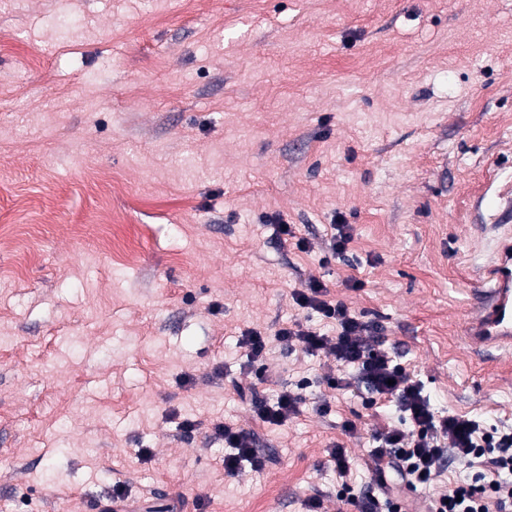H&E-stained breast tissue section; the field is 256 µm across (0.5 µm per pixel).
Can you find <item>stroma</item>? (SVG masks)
Here are the masks:
<instances>
[{"label":"stroma","instance_id":"35a3bbf8","mask_svg":"<svg viewBox=\"0 0 512 512\" xmlns=\"http://www.w3.org/2000/svg\"><path fill=\"white\" fill-rule=\"evenodd\" d=\"M501 224L512 0H0V512H100L117 490L156 512H361L336 491L366 489L393 406L328 389L297 344L257 386H303L288 424L233 387L241 332L312 323L291 293L313 278L436 408L512 427V351L464 337ZM217 421L253 431L263 470L225 475ZM334 232L330 236L329 251L331 256L339 257L344 254L352 241V229L348 224L332 225Z\"/></svg>","mask_w":512,"mask_h":512}]
</instances>
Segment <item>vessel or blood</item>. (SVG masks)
<instances>
[{
	"mask_svg": "<svg viewBox=\"0 0 512 512\" xmlns=\"http://www.w3.org/2000/svg\"><path fill=\"white\" fill-rule=\"evenodd\" d=\"M477 314L467 325L468 339L478 348L512 347V234L503 233L497 256L486 268Z\"/></svg>",
	"mask_w": 512,
	"mask_h": 512,
	"instance_id": "vessel-or-blood-1",
	"label": "vessel or blood"
}]
</instances>
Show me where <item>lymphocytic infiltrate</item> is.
Masks as SVG:
<instances>
[{
  "label": "lymphocytic infiltrate",
  "instance_id": "f902f5d3",
  "mask_svg": "<svg viewBox=\"0 0 512 512\" xmlns=\"http://www.w3.org/2000/svg\"><path fill=\"white\" fill-rule=\"evenodd\" d=\"M292 299L332 324L335 334L297 322L279 328L271 337L245 330L238 344L246 355V373L263 380L273 340L284 347L301 343L312 356H331L335 369L325 376L329 389L347 390L363 383L374 400L394 403L404 422L403 427L378 429L372 435L370 468L377 486L386 489L397 481L412 490L429 486L451 459L470 468V476L460 479L448 493L429 499L424 512H512V428L489 429L474 416L437 414L422 382L398 362L394 350L385 347L381 326L343 302L328 299L319 280L293 290ZM348 367L355 368L356 378L344 376ZM303 401L302 392L286 389L272 402L253 397L252 411L262 423L282 426L299 413ZM212 436L226 448L225 475H237L246 466L263 469L265 459L253 433L219 421L212 427Z\"/></svg>",
  "mask_w": 512,
  "mask_h": 512
}]
</instances>
